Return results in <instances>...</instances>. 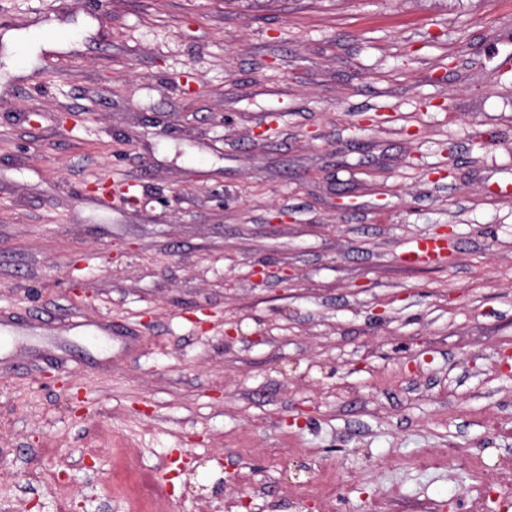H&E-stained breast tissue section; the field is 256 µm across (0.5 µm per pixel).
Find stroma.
I'll list each match as a JSON object with an SVG mask.
<instances>
[{
	"mask_svg": "<svg viewBox=\"0 0 512 512\" xmlns=\"http://www.w3.org/2000/svg\"><path fill=\"white\" fill-rule=\"evenodd\" d=\"M495 182L512 0H0V506L120 512L128 448L170 512H470L512 461ZM446 242L436 237H417L409 242L403 253L404 260L411 263L426 262L433 255L446 251Z\"/></svg>",
	"mask_w": 512,
	"mask_h": 512,
	"instance_id": "1",
	"label": "stroma"
}]
</instances>
